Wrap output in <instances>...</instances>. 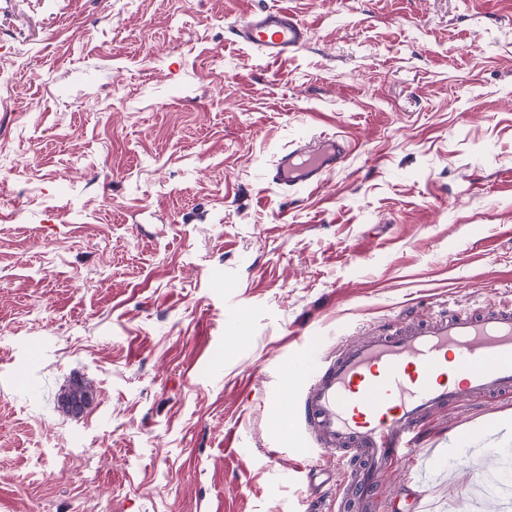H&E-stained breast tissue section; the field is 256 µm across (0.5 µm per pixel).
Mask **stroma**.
<instances>
[{
    "label": "stroma",
    "mask_w": 512,
    "mask_h": 512,
    "mask_svg": "<svg viewBox=\"0 0 512 512\" xmlns=\"http://www.w3.org/2000/svg\"><path fill=\"white\" fill-rule=\"evenodd\" d=\"M274 6L279 60L235 35ZM336 134L320 187L273 181ZM510 175L512 0H0V512H334L283 359L512 299ZM480 440L512 396L434 412L374 512H475ZM236 34L241 42L257 47L268 59L294 54L308 43L307 27L284 7L247 14Z\"/></svg>",
    "instance_id": "1"
}]
</instances>
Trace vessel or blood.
Returning <instances> with one entry per match:
<instances>
[{"instance_id": "vessel-or-blood-1", "label": "vessel or blood", "mask_w": 512, "mask_h": 512, "mask_svg": "<svg viewBox=\"0 0 512 512\" xmlns=\"http://www.w3.org/2000/svg\"><path fill=\"white\" fill-rule=\"evenodd\" d=\"M236 34L269 59L308 43L307 27L284 7L247 14ZM349 152L345 138L322 137L284 155L275 179L288 188L320 186ZM285 377V390L272 398L276 412L297 414L309 447L335 454L336 512H357L417 446L434 411L512 394V300L365 331Z\"/></svg>"}]
</instances>
